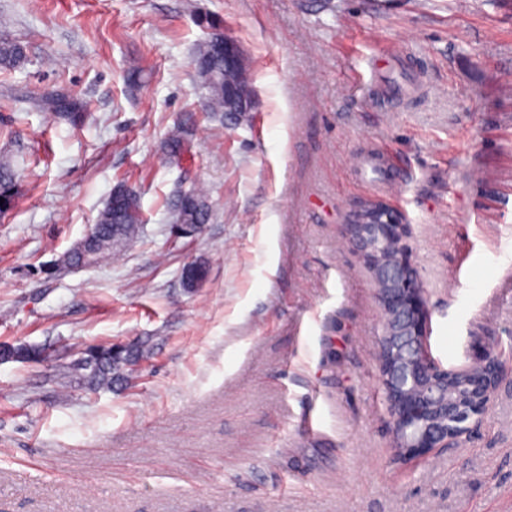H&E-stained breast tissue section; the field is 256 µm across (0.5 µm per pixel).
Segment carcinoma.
Instances as JSON below:
<instances>
[{"label":"carcinoma","instance_id":"1","mask_svg":"<svg viewBox=\"0 0 512 512\" xmlns=\"http://www.w3.org/2000/svg\"><path fill=\"white\" fill-rule=\"evenodd\" d=\"M209 37L198 45L193 65L200 82L205 103L204 111L224 116L229 111V97L225 88H235V97L242 101L251 98L250 83L239 81L233 74H224V28L213 21L209 24ZM26 59V48L17 40L0 39V69L9 71L18 67ZM40 110L68 122L74 127L82 125L87 105L81 100L64 93H46L37 101ZM192 118L179 124L163 143V150L170 159L180 158L187 150L193 136ZM120 195L111 198L99 213L93 226L89 247L74 251L73 265L90 261L98 264L107 258H117L125 248L138 238L143 223L139 196L135 191L121 184ZM17 177L11 166L0 163V214L11 212L18 198ZM174 208L185 216L188 224H205L209 220L208 196L198 184L177 191ZM148 354L147 344L134 343L128 346L89 345L78 361L59 369L58 380L68 383L72 372H81L85 388L96 394L110 391L117 385L128 384L133 367ZM41 355V350L30 345H0L1 362H33Z\"/></svg>","mask_w":512,"mask_h":512}]
</instances>
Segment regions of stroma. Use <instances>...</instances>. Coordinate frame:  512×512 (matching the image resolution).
Masks as SVG:
<instances>
[{
	"label": "stroma",
	"instance_id": "obj_1",
	"mask_svg": "<svg viewBox=\"0 0 512 512\" xmlns=\"http://www.w3.org/2000/svg\"><path fill=\"white\" fill-rule=\"evenodd\" d=\"M218 21L256 109L202 110L192 63ZM0 512H512V377L457 447L396 459L374 283L344 237L386 198L423 288L427 347L512 353V0H0ZM143 72L140 85L125 80ZM87 101L86 124L40 111ZM187 154L162 144L186 114ZM401 188L383 196L377 156ZM484 172L469 178L471 168ZM210 218L173 222L182 184ZM143 228L118 260L60 266L113 187ZM208 275L185 287L184 266ZM150 352L89 393L58 370L90 344ZM26 59V48L18 40L0 39V69L10 71ZM37 106L74 127L82 125L87 112L84 102L64 93H46L37 101ZM18 193L15 172L8 163H0V197L4 199V203L0 205V214H8L15 208ZM41 355L38 347L30 345H0V361L1 362H33Z\"/></svg>",
	"mask_w": 512,
	"mask_h": 512
}]
</instances>
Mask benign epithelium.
Instances as JSON below:
<instances>
[{
    "label": "benign epithelium",
    "mask_w": 512,
    "mask_h": 512,
    "mask_svg": "<svg viewBox=\"0 0 512 512\" xmlns=\"http://www.w3.org/2000/svg\"><path fill=\"white\" fill-rule=\"evenodd\" d=\"M224 71L248 77L237 43L224 37ZM404 216L382 200L357 205L346 234L375 284L384 333L379 370L389 395L394 452L407 460L457 443L485 414L505 364L489 352L476 367H434L426 359L423 289L403 241Z\"/></svg>",
    "instance_id": "benign-epithelium-1"
}]
</instances>
